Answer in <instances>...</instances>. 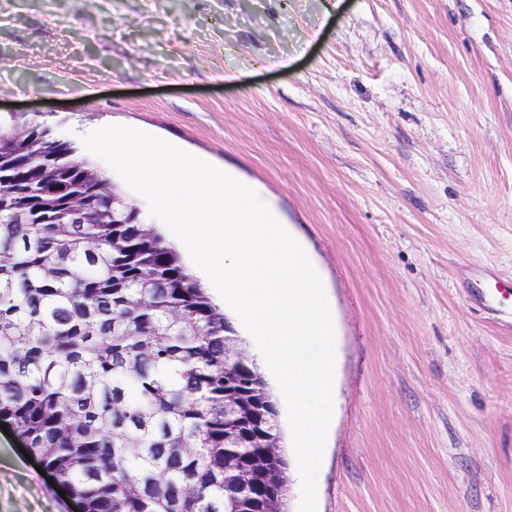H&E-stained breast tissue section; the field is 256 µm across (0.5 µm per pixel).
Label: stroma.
Segmentation results:
<instances>
[{"mask_svg": "<svg viewBox=\"0 0 512 512\" xmlns=\"http://www.w3.org/2000/svg\"><path fill=\"white\" fill-rule=\"evenodd\" d=\"M0 0V109L256 185L336 318L317 512H512V0ZM0 429V512H73Z\"/></svg>", "mask_w": 512, "mask_h": 512, "instance_id": "1", "label": "stroma"}]
</instances>
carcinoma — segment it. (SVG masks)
I'll use <instances>...</instances> for the list:
<instances>
[{
    "label": "carcinoma",
    "mask_w": 512,
    "mask_h": 512,
    "mask_svg": "<svg viewBox=\"0 0 512 512\" xmlns=\"http://www.w3.org/2000/svg\"><path fill=\"white\" fill-rule=\"evenodd\" d=\"M0 131V422L83 512H286L277 401L225 361L224 312L153 225L112 223L124 195L76 147Z\"/></svg>",
    "instance_id": "cac0c4a2"
}]
</instances>
